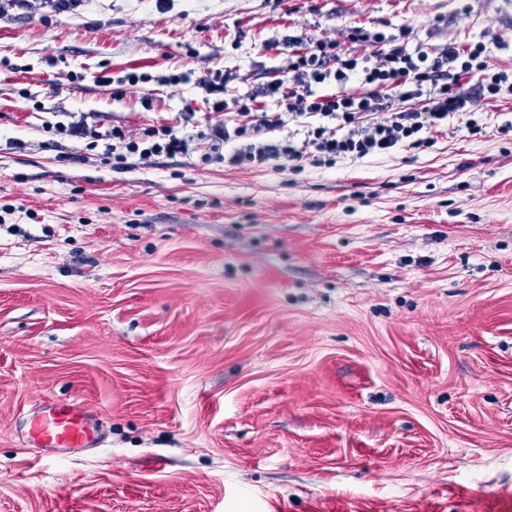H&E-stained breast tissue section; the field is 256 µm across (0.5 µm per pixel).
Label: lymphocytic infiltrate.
Here are the masks:
<instances>
[{"instance_id":"lymphocytic-infiltrate-1","label":"lymphocytic infiltrate","mask_w":512,"mask_h":512,"mask_svg":"<svg viewBox=\"0 0 512 512\" xmlns=\"http://www.w3.org/2000/svg\"><path fill=\"white\" fill-rule=\"evenodd\" d=\"M408 26L398 34H385L363 26L347 29L344 41L312 35H288L267 40L266 49L287 46L288 54L279 75L269 78L261 96L228 98V86L236 76L216 71L197 80L212 97L220 122L207 125L202 137L179 133L163 124L143 129L140 136L126 135L122 128L101 132L78 121L59 126L61 134L94 142L107 140L106 155L124 163L126 155L150 165L158 156H190L198 140L209 150L204 161H224L226 166H262L279 162L297 166L302 161L333 166L337 161H361L393 154L397 150H424L447 127L450 116L468 113L467 129L477 135L486 127L472 113V97L461 86L470 74L480 77L489 96L512 93V77L495 69L480 46L448 44L441 51L408 52L404 40ZM362 53H355V46ZM336 84V93L319 95L315 86ZM277 102L279 109L260 111L259 98ZM420 101L417 109L383 112V102ZM303 121L304 138L294 142L277 137L286 121Z\"/></svg>"}]
</instances>
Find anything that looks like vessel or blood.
<instances>
[{
  "label": "vessel or blood",
  "mask_w": 512,
  "mask_h": 512,
  "mask_svg": "<svg viewBox=\"0 0 512 512\" xmlns=\"http://www.w3.org/2000/svg\"><path fill=\"white\" fill-rule=\"evenodd\" d=\"M28 440L44 448H83L99 444L94 419L72 401H45L31 414Z\"/></svg>",
  "instance_id": "obj_1"
}]
</instances>
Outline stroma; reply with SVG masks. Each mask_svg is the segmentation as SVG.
<instances>
[{"label":"stroma","mask_w":512,"mask_h":512,"mask_svg":"<svg viewBox=\"0 0 512 512\" xmlns=\"http://www.w3.org/2000/svg\"><path fill=\"white\" fill-rule=\"evenodd\" d=\"M411 26L512 70V0H91L0 17V512H512V96L433 148L124 168L55 136L212 115L266 40ZM122 97L93 74L152 77ZM81 403L97 448L22 440ZM185 79V75L181 72L175 73L171 72L168 74H161L157 76H151L149 74H141L136 75L135 73H129L125 77L117 79V84L119 87L113 88L112 90H115L112 94L114 97H121L124 90L120 87H122L124 84L128 83L129 85H135L138 84L140 81H154L161 86H177L179 85L183 80Z\"/></svg>","instance_id":"1"}]
</instances>
